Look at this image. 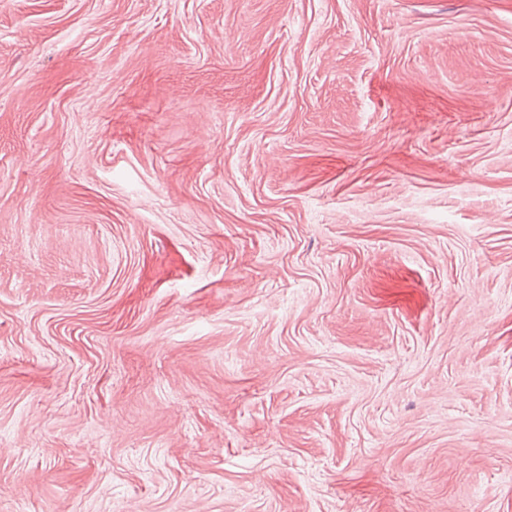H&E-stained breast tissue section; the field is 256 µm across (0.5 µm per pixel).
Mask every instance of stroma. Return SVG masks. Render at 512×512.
<instances>
[{
  "instance_id": "35a3bbf8",
  "label": "stroma",
  "mask_w": 512,
  "mask_h": 512,
  "mask_svg": "<svg viewBox=\"0 0 512 512\" xmlns=\"http://www.w3.org/2000/svg\"><path fill=\"white\" fill-rule=\"evenodd\" d=\"M512 512V0H0V512Z\"/></svg>"
}]
</instances>
